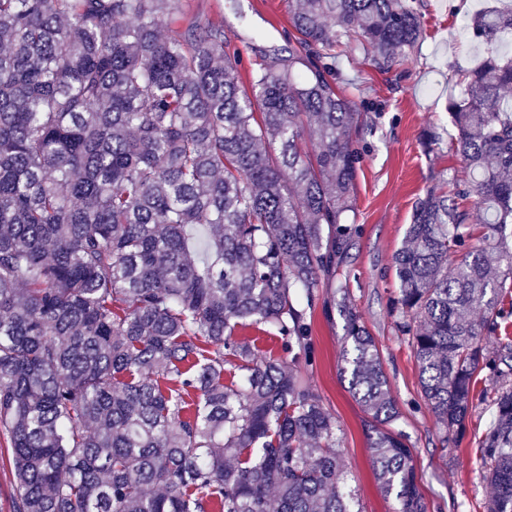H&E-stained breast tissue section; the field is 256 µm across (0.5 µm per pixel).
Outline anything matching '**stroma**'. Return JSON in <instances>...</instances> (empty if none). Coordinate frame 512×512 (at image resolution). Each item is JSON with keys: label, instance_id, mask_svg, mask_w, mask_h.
Instances as JSON below:
<instances>
[{"label": "stroma", "instance_id": "obj_1", "mask_svg": "<svg viewBox=\"0 0 512 512\" xmlns=\"http://www.w3.org/2000/svg\"><path fill=\"white\" fill-rule=\"evenodd\" d=\"M490 0H469L466 10L451 0H416L425 35L413 56L389 72L377 71L355 43L336 50V74L342 92L356 102L359 120L353 137L367 150L348 213L359 228L339 258L348 289L320 277L311 318L309 343L313 366L302 375L336 418L337 450L346 485L361 512H394V501L380 492L371 463L366 415L341 375L345 316L338 306L346 298L361 317L379 349L389 378L390 394L400 410L395 424L413 453L417 485L431 512H477L490 487L476 462V448L489 428L490 413L476 409L467 435L458 444L445 442L420 392L411 338L401 332L390 302L395 293L389 272L401 247L413 206L426 190L462 171L449 151V97L461 94L456 70L475 66L484 48L474 38L469 18ZM186 21H223L230 49L239 56L241 85H249L260 59L274 61L296 50V32L288 0H182ZM434 130L437 145L425 147L421 135Z\"/></svg>", "mask_w": 512, "mask_h": 512}]
</instances>
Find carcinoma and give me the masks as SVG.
I'll return each mask as SVG.
<instances>
[{
  "instance_id": "cac0c4a2",
  "label": "carcinoma",
  "mask_w": 512,
  "mask_h": 512,
  "mask_svg": "<svg viewBox=\"0 0 512 512\" xmlns=\"http://www.w3.org/2000/svg\"><path fill=\"white\" fill-rule=\"evenodd\" d=\"M300 53L239 84L224 24L180 0H0V432L12 512H360L336 418L301 376L364 152L336 58L379 69L425 34L413 0H290ZM167 23L170 33L158 34ZM448 99L464 176L416 201L392 263L422 396L512 512V11ZM474 199L471 209L459 201ZM270 326L290 360L237 336ZM344 376L396 512H429L373 336L346 311ZM494 338L496 346L483 341ZM239 381L224 383V372ZM492 388L477 390L480 375Z\"/></svg>"
}]
</instances>
